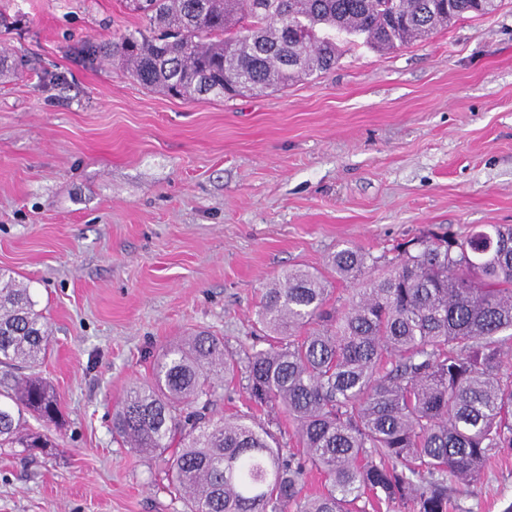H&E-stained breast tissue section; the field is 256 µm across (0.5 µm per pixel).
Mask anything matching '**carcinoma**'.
<instances>
[{"label": "carcinoma", "instance_id": "cac0c4a2", "mask_svg": "<svg viewBox=\"0 0 512 512\" xmlns=\"http://www.w3.org/2000/svg\"><path fill=\"white\" fill-rule=\"evenodd\" d=\"M446 0H127L145 25L111 43L84 42L90 64L114 57L144 87L185 99L286 87L336 65L338 34L374 49L404 45L446 25ZM24 55L0 52V76ZM356 281L348 305H328V281L291 270L262 294L261 340L244 356L200 331L162 355L152 379L112 414L125 448L168 460V487L190 512H448L454 485L478 482L487 461L512 449V225L419 239L387 273L345 247L328 261ZM50 332L29 290L0 276V364H33ZM244 376L250 401L277 406L296 426L288 454L250 413L206 416L221 383ZM0 405V446L53 447L26 431L20 412L50 421L57 396L19 377ZM323 489L304 492L308 471Z\"/></svg>", "mask_w": 512, "mask_h": 512}]
</instances>
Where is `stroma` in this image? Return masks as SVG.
<instances>
[{"mask_svg":"<svg viewBox=\"0 0 512 512\" xmlns=\"http://www.w3.org/2000/svg\"><path fill=\"white\" fill-rule=\"evenodd\" d=\"M0 272L45 318L36 367L59 417L25 414L48 452L0 448V512H186L166 460L112 437L113 407L197 330L255 344L266 285L326 273L354 246L512 225V0L378 51L342 38L334 69L264 94L189 101L77 48L139 26L126 0H0ZM512 454L449 512H505Z\"/></svg>","mask_w":512,"mask_h":512,"instance_id":"stroma-1","label":"stroma"}]
</instances>
